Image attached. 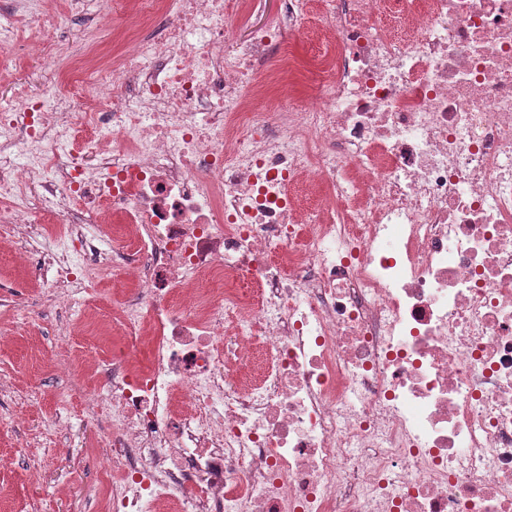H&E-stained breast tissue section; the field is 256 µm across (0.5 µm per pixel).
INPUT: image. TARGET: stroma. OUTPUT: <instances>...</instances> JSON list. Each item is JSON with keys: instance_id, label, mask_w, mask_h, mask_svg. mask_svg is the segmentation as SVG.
I'll list each match as a JSON object with an SVG mask.
<instances>
[{"instance_id": "1", "label": "stroma", "mask_w": 512, "mask_h": 512, "mask_svg": "<svg viewBox=\"0 0 512 512\" xmlns=\"http://www.w3.org/2000/svg\"><path fill=\"white\" fill-rule=\"evenodd\" d=\"M57 301L47 300L35 268L20 270L15 245L0 225V507L5 512H100L101 485L92 460L107 416L87 419L83 387L55 396L48 359L71 361L84 339L67 329ZM66 420L43 432L54 415Z\"/></svg>"}]
</instances>
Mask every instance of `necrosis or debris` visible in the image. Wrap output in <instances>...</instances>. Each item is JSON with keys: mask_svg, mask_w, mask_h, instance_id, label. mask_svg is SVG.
<instances>
[{"mask_svg": "<svg viewBox=\"0 0 512 512\" xmlns=\"http://www.w3.org/2000/svg\"><path fill=\"white\" fill-rule=\"evenodd\" d=\"M17 4L0 224L107 352L56 369L102 512H512V0H101L143 24L80 50ZM13 70V78L26 81L32 89L34 97H37L46 81L47 72L43 69L41 63L35 59H25L21 62V68L17 64Z\"/></svg>", "mask_w": 512, "mask_h": 512, "instance_id": "necrosis-or-debris-1", "label": "necrosis or debris"}]
</instances>
